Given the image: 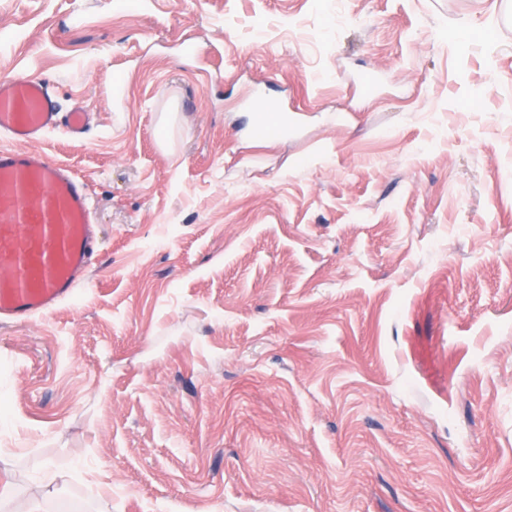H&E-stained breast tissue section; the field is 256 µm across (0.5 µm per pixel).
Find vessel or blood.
<instances>
[{
  "mask_svg": "<svg viewBox=\"0 0 512 512\" xmlns=\"http://www.w3.org/2000/svg\"><path fill=\"white\" fill-rule=\"evenodd\" d=\"M83 134L88 114L61 115L46 83L0 81V321L40 315L73 297L90 263L93 202L86 183L34 150L59 124Z\"/></svg>",
  "mask_w": 512,
  "mask_h": 512,
  "instance_id": "obj_1",
  "label": "vessel or blood"
}]
</instances>
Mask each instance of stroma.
<instances>
[{"instance_id": "35a3bbf8", "label": "stroma", "mask_w": 512, "mask_h": 512, "mask_svg": "<svg viewBox=\"0 0 512 512\" xmlns=\"http://www.w3.org/2000/svg\"><path fill=\"white\" fill-rule=\"evenodd\" d=\"M511 13L0 0L97 233L0 324V512H512Z\"/></svg>"}]
</instances>
